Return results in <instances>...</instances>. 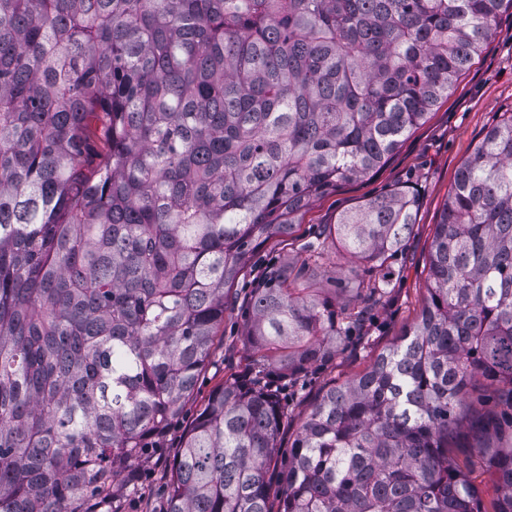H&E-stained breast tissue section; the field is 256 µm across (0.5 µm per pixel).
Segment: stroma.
I'll use <instances>...</instances> for the list:
<instances>
[{
  "mask_svg": "<svg viewBox=\"0 0 512 512\" xmlns=\"http://www.w3.org/2000/svg\"><path fill=\"white\" fill-rule=\"evenodd\" d=\"M508 112L512 113V13L507 11L499 15L491 39L447 99L434 107L427 121L411 132L383 166L317 199L304 214L292 240L268 242L251 257L244 278L228 293L224 324L182 418L172 423L146 461L134 465L137 491L116 497L115 512H164L170 466L186 426L216 386L242 374L247 366L249 350L241 340L244 312L255 279L263 269L285 262L302 267L303 245L322 233L326 225L335 223L341 213L406 183L417 189L419 208L410 235L389 257L388 266L394 274L391 292L381 300L365 301L363 329L359 335L338 342L330 361L316 364L284 383L282 403L288 421L280 436L281 449L290 448L322 390L362 373L412 324L424 304L434 229L456 172L482 134ZM375 274V269L332 245L316 281L322 288L332 280L345 288H358Z\"/></svg>",
  "mask_w": 512,
  "mask_h": 512,
  "instance_id": "obj_1",
  "label": "stroma"
}]
</instances>
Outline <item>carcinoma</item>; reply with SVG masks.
<instances>
[{"label": "carcinoma", "mask_w": 512, "mask_h": 512, "mask_svg": "<svg viewBox=\"0 0 512 512\" xmlns=\"http://www.w3.org/2000/svg\"><path fill=\"white\" fill-rule=\"evenodd\" d=\"M512 0H0V512H113L193 395L251 256L380 167ZM408 187L333 225L356 289L254 288L246 376L185 433L166 512H512V113L459 168L416 322L326 390L279 466L278 383L388 293ZM315 272L324 242L304 247ZM496 386L508 412L471 397ZM470 448H450L451 454L456 458L458 464L470 479L479 487L484 503L489 507L490 502L496 496V483L494 477L479 465H471L470 462L476 461L468 452Z\"/></svg>", "instance_id": "obj_1"}]
</instances>
